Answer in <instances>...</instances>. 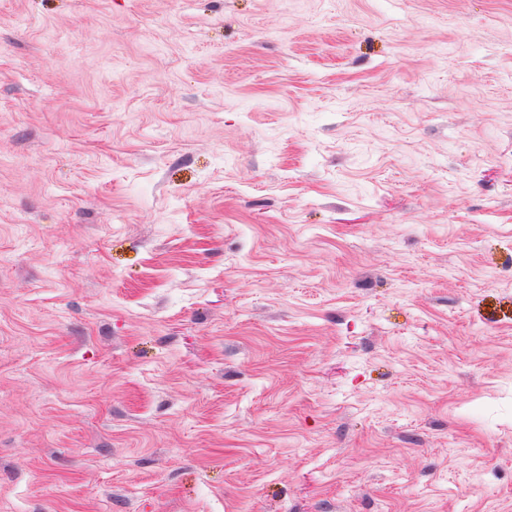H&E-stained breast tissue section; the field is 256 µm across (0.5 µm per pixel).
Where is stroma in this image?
Returning <instances> with one entry per match:
<instances>
[{"label": "stroma", "instance_id": "35a3bbf8", "mask_svg": "<svg viewBox=\"0 0 512 512\" xmlns=\"http://www.w3.org/2000/svg\"><path fill=\"white\" fill-rule=\"evenodd\" d=\"M0 512H512V0H0Z\"/></svg>", "mask_w": 512, "mask_h": 512}]
</instances>
